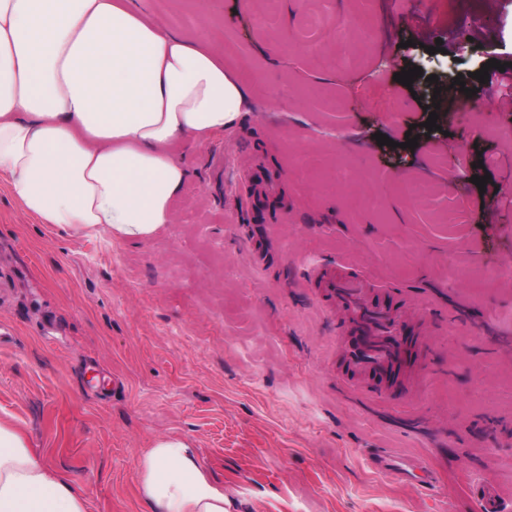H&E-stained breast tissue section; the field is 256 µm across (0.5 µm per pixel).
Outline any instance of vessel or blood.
<instances>
[{"mask_svg": "<svg viewBox=\"0 0 512 512\" xmlns=\"http://www.w3.org/2000/svg\"><path fill=\"white\" fill-rule=\"evenodd\" d=\"M317 282L325 296L351 316L348 325L338 328L343 338L338 383L359 386L372 398H382L401 379L417 348L402 304L384 296L383 285L363 274L336 276L321 272ZM375 464L390 475L419 480L424 490L434 486V472L426 464L408 463L385 452L376 455ZM471 493L475 512H512V507L497 497L491 482L473 484Z\"/></svg>", "mask_w": 512, "mask_h": 512, "instance_id": "obj_1", "label": "vessel or blood"}]
</instances>
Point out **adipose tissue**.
<instances>
[{"label":"adipose tissue","mask_w":512,"mask_h":512,"mask_svg":"<svg viewBox=\"0 0 512 512\" xmlns=\"http://www.w3.org/2000/svg\"><path fill=\"white\" fill-rule=\"evenodd\" d=\"M243 101L202 39L129 0H0V183L37 223L152 237L172 223L188 178L176 146L231 130ZM137 493L150 512H232L178 435L141 455ZM0 512H90L87 495L2 417Z\"/></svg>","instance_id":"obj_1"}]
</instances>
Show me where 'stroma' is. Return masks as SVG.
<instances>
[{
	"label": "stroma",
	"instance_id": "stroma-1",
	"mask_svg": "<svg viewBox=\"0 0 512 512\" xmlns=\"http://www.w3.org/2000/svg\"><path fill=\"white\" fill-rule=\"evenodd\" d=\"M134 5L205 33L248 107L181 145L174 221L146 240L71 236L0 186V414L91 512H146L138 461L169 434L234 512H473L485 478L512 501V101L474 77L512 62V0ZM414 67L412 86L394 81ZM411 181L426 193L400 195ZM341 262L404 295L430 359L422 390L337 384L336 310L311 276ZM448 310L476 334L449 331ZM380 451L431 465L432 493L377 471Z\"/></svg>",
	"mask_w": 512,
	"mask_h": 512
}]
</instances>
